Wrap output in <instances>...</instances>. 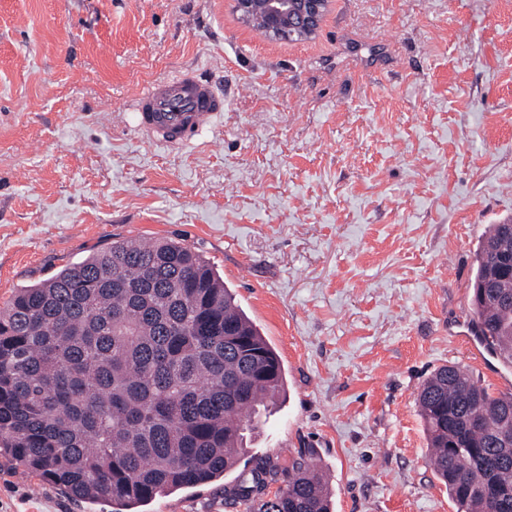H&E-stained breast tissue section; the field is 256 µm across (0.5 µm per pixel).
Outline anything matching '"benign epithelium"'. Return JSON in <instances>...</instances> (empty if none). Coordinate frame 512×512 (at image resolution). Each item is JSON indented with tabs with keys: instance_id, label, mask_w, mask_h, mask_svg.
<instances>
[{
	"instance_id": "obj_1",
	"label": "benign epithelium",
	"mask_w": 512,
	"mask_h": 512,
	"mask_svg": "<svg viewBox=\"0 0 512 512\" xmlns=\"http://www.w3.org/2000/svg\"><path fill=\"white\" fill-rule=\"evenodd\" d=\"M241 20L252 24L263 14L262 33L273 40L308 39L320 28L329 0H234Z\"/></svg>"
}]
</instances>
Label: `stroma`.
Returning <instances> with one entry per match:
<instances>
[{
	"instance_id": "1",
	"label": "stroma",
	"mask_w": 512,
	"mask_h": 512,
	"mask_svg": "<svg viewBox=\"0 0 512 512\" xmlns=\"http://www.w3.org/2000/svg\"><path fill=\"white\" fill-rule=\"evenodd\" d=\"M203 70L194 143L134 130L139 88ZM512 219V0H331L273 41L232 0H0V304L120 238L210 262L279 354L285 393L223 481L150 512H236L225 486L305 450L333 512H457L417 393L458 363L474 251ZM0 458V512H109Z\"/></svg>"
}]
</instances>
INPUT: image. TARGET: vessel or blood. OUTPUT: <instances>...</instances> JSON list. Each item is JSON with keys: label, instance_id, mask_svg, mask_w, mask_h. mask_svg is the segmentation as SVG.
Segmentation results:
<instances>
[{"label": "vessel or blood", "instance_id": "vessel-or-blood-1", "mask_svg": "<svg viewBox=\"0 0 512 512\" xmlns=\"http://www.w3.org/2000/svg\"><path fill=\"white\" fill-rule=\"evenodd\" d=\"M224 110L223 97L197 71L153 82L138 96L134 124L148 140L180 146L207 130Z\"/></svg>", "mask_w": 512, "mask_h": 512}]
</instances>
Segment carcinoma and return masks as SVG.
Returning a JSON list of instances; mask_svg holds the SVG:
<instances>
[{
    "label": "carcinoma",
    "instance_id": "1",
    "mask_svg": "<svg viewBox=\"0 0 512 512\" xmlns=\"http://www.w3.org/2000/svg\"><path fill=\"white\" fill-rule=\"evenodd\" d=\"M474 256L473 317L512 363V279L489 299L493 242ZM274 348L213 267L175 239H119L0 309V456L79 500L136 512L224 476L283 385ZM417 402L429 462L458 512H512V394L493 395L456 363ZM286 487L273 497L267 488ZM497 487L495 498L485 495ZM243 512H331L323 475L297 454L265 459L224 488Z\"/></svg>",
    "mask_w": 512,
    "mask_h": 512
}]
</instances>
